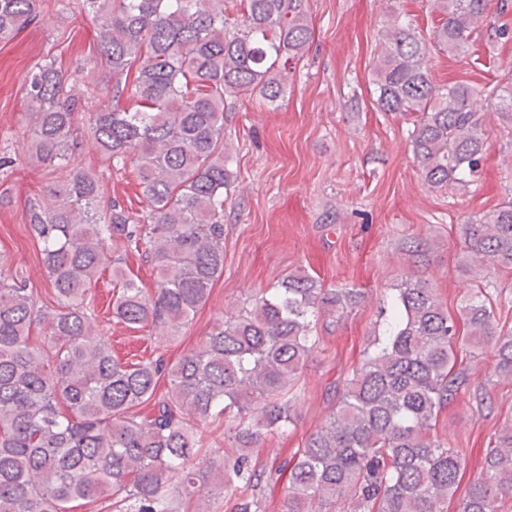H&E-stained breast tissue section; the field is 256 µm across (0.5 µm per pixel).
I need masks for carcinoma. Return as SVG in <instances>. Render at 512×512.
Here are the masks:
<instances>
[{"mask_svg":"<svg viewBox=\"0 0 512 512\" xmlns=\"http://www.w3.org/2000/svg\"><path fill=\"white\" fill-rule=\"evenodd\" d=\"M45 0H0V42L39 20ZM96 21L102 64L51 56L25 77L29 138L0 168L30 161L57 174L26 218L43 243L56 306L0 254V512H73L104 501L111 512H177L176 499L232 493L234 512H265L281 479L284 512H444L459 489L462 454L438 431L457 396L492 408L490 385L512 379V330L487 274L512 269V196L460 224V264L476 274L452 314L425 281L409 277L386 297L384 330L350 373L303 447L262 469L249 451L293 422L298 381L322 317L357 307V288H326L302 271L265 289L169 364L112 354L95 331L93 287L113 251L114 316L131 329L173 336L224 273V211L236 180L224 113L243 96L275 106L288 62L310 42L303 0H80ZM440 23L427 37L393 11L372 65L375 104L409 118L412 152L433 189H466L486 161L484 97L512 125V77L478 88L434 83L432 48L456 56L488 20L487 0H428ZM83 96L74 92V81ZM89 144L133 168L145 208L107 196L102 175L78 162ZM151 266L148 291L128 267ZM480 358L492 374L475 381ZM224 430L235 451L216 462L203 429ZM512 496V421L491 436L460 512H502Z\"/></svg>","mask_w":512,"mask_h":512,"instance_id":"cac0c4a2","label":"carcinoma"}]
</instances>
